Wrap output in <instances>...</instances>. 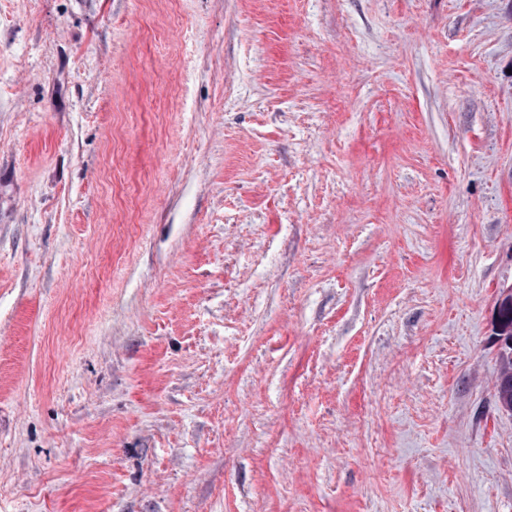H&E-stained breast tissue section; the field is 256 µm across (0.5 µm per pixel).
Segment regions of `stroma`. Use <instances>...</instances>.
Instances as JSON below:
<instances>
[{
	"label": "stroma",
	"instance_id": "1",
	"mask_svg": "<svg viewBox=\"0 0 512 512\" xmlns=\"http://www.w3.org/2000/svg\"><path fill=\"white\" fill-rule=\"evenodd\" d=\"M512 0H0V512H512ZM499 371L494 388V403L499 411L512 413V352L499 354ZM509 406L510 411L505 407Z\"/></svg>",
	"mask_w": 512,
	"mask_h": 512
}]
</instances>
